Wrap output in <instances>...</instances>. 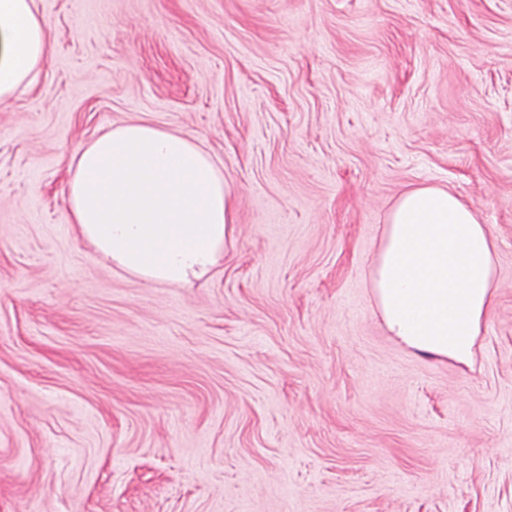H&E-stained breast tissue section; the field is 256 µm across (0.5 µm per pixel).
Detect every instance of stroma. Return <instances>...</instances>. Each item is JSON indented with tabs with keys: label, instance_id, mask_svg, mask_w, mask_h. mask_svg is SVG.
<instances>
[{
	"label": "stroma",
	"instance_id": "stroma-1",
	"mask_svg": "<svg viewBox=\"0 0 512 512\" xmlns=\"http://www.w3.org/2000/svg\"><path fill=\"white\" fill-rule=\"evenodd\" d=\"M0 105V512H512V0H36ZM144 121L235 190L189 285L69 224L70 165ZM498 241L471 365L385 331L406 191Z\"/></svg>",
	"mask_w": 512,
	"mask_h": 512
}]
</instances>
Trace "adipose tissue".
Wrapping results in <instances>:
<instances>
[{
	"mask_svg": "<svg viewBox=\"0 0 512 512\" xmlns=\"http://www.w3.org/2000/svg\"><path fill=\"white\" fill-rule=\"evenodd\" d=\"M49 28L35 0H0V103L42 64ZM67 209L101 256L150 281L184 284L231 240L234 193L189 137L144 122L75 154ZM497 240L470 205L419 187L392 208L373 277L390 335L422 354L471 363L492 309Z\"/></svg>",
	"mask_w": 512,
	"mask_h": 512,
	"instance_id": "obj_1",
	"label": "adipose tissue"
}]
</instances>
